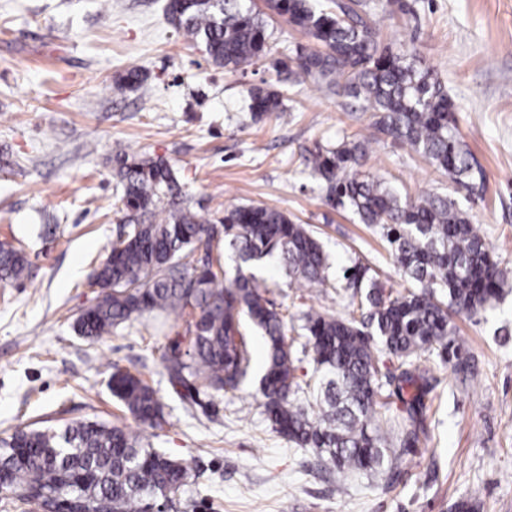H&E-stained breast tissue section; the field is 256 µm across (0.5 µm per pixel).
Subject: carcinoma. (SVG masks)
<instances>
[{
  "mask_svg": "<svg viewBox=\"0 0 512 512\" xmlns=\"http://www.w3.org/2000/svg\"><path fill=\"white\" fill-rule=\"evenodd\" d=\"M270 10L313 41L276 63L284 80L312 79L318 89L342 93L353 112L370 113L369 128L408 145L438 172L459 182L472 170L457 125L458 106L433 71L412 54L379 40L378 27L353 7L326 11L314 0H267ZM167 15L192 45L231 71L255 65L270 52L266 21L254 0H168ZM147 75L128 69L123 88L139 90ZM251 117L280 119L282 93L262 86L248 92ZM304 160L327 201L347 207L360 223L381 227L394 264L410 289L385 292L361 264L344 275L360 295L361 320L307 311L292 326L306 339L313 375L298 377L303 359L286 343L283 318L263 295L251 268L274 259L289 285L328 287V258L319 239L287 213L260 205H234L224 216L203 219L193 210L172 165L149 153L122 149L113 158L120 187L121 224L102 262L93 269L100 292L74 323L78 335L97 341L144 314L190 315L188 349L174 343L162 354L172 390L236 391L250 373L247 322L265 339L260 389L272 428L298 448H313L333 467L375 473L393 449L408 448L416 430L396 433V418L378 410L388 386L406 400L416 422L432 389L427 363L462 364L464 342L452 315L475 314L503 292V273L470 223L469 213L447 194L411 201L367 167L366 146L352 138L305 149ZM228 245L235 272L214 266L212 246ZM205 255L196 256L200 246ZM24 252L0 242V282L20 279ZM109 388L143 425L163 415L157 391L140 376L114 368ZM190 477L189 466L152 448L126 426L90 421L17 429L0 441V489L43 512H147L170 499Z\"/></svg>",
  "mask_w": 512,
  "mask_h": 512,
  "instance_id": "carcinoma-1",
  "label": "carcinoma"
}]
</instances>
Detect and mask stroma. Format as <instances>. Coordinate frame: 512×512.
I'll return each mask as SVG.
<instances>
[{"label": "stroma", "mask_w": 512, "mask_h": 512, "mask_svg": "<svg viewBox=\"0 0 512 512\" xmlns=\"http://www.w3.org/2000/svg\"><path fill=\"white\" fill-rule=\"evenodd\" d=\"M380 28L383 44L416 54L456 101L475 159L466 184L417 158L399 140H372L368 164L417 199L429 191L465 202L500 267L512 277V0H406ZM167 0H0V241L23 250V278L0 283V440L17 427L71 420L138 427L152 447L191 469L171 512H512V281L477 314L454 317L469 347L466 372L433 368L415 447L375 474L324 467L312 449L274 431L257 378L265 350L251 332L254 381L235 392L172 393L162 355L184 333L171 315L161 335L143 325L99 342L77 336L94 303L88 285L119 231L112 153L122 145L168 159L203 217L264 204L308 225L329 255L330 289L290 286L276 264L257 268L284 319L308 310L352 312L345 268L371 266L392 292L404 283L378 227L326 204L303 161L314 143L369 133V117L312 83L279 82L272 62L302 34L254 0L268 21L270 60L230 72L179 34ZM147 94L119 89L129 68ZM280 90L288 121L252 120L253 86ZM157 390L164 415L136 426L113 397L114 368Z\"/></svg>", "instance_id": "35a3bbf8"}]
</instances>
